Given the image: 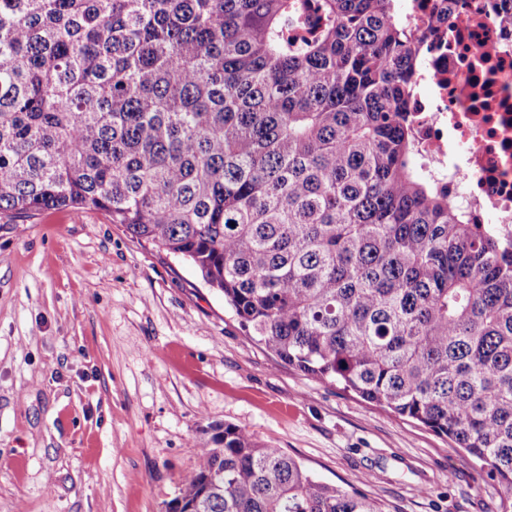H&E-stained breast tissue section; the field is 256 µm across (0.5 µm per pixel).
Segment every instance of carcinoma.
Listing matches in <instances>:
<instances>
[{
	"mask_svg": "<svg viewBox=\"0 0 512 512\" xmlns=\"http://www.w3.org/2000/svg\"><path fill=\"white\" fill-rule=\"evenodd\" d=\"M394 2L0 0V215L106 212L284 363L448 437L512 512V237L418 176L422 35ZM209 429L182 512H383Z\"/></svg>",
	"mask_w": 512,
	"mask_h": 512,
	"instance_id": "cac0c4a2",
	"label": "carcinoma"
}]
</instances>
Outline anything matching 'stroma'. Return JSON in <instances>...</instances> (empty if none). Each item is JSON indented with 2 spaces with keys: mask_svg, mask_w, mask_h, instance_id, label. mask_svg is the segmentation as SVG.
<instances>
[{
  "mask_svg": "<svg viewBox=\"0 0 512 512\" xmlns=\"http://www.w3.org/2000/svg\"><path fill=\"white\" fill-rule=\"evenodd\" d=\"M383 512H491L447 438L281 362L100 210L0 217V512H165L208 424Z\"/></svg>",
  "mask_w": 512,
  "mask_h": 512,
  "instance_id": "35a3bbf8",
  "label": "stroma"
}]
</instances>
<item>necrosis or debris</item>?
Masks as SVG:
<instances>
[{
	"mask_svg": "<svg viewBox=\"0 0 512 512\" xmlns=\"http://www.w3.org/2000/svg\"><path fill=\"white\" fill-rule=\"evenodd\" d=\"M496 0H449L440 27L428 25L439 0H412L408 21L424 37L415 101L422 170L471 207L476 222L494 215L512 233V32L495 25Z\"/></svg>",
	"mask_w": 512,
	"mask_h": 512,
	"instance_id": "1",
	"label": "necrosis or debris"
}]
</instances>
